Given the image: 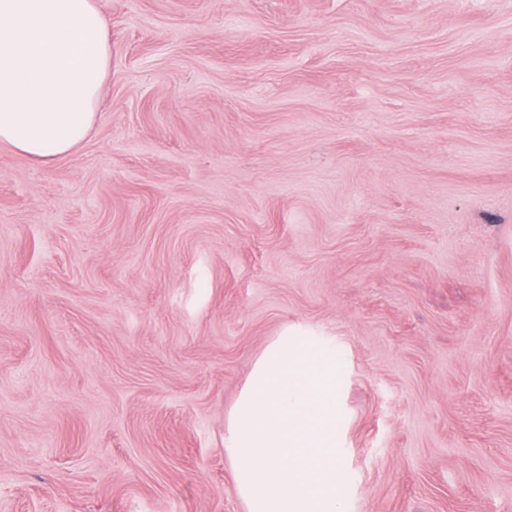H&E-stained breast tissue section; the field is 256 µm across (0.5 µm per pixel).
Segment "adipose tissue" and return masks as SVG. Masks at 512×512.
Returning <instances> with one entry per match:
<instances>
[{
	"label": "adipose tissue",
	"instance_id": "1",
	"mask_svg": "<svg viewBox=\"0 0 512 512\" xmlns=\"http://www.w3.org/2000/svg\"><path fill=\"white\" fill-rule=\"evenodd\" d=\"M111 53L99 0H0V143L39 163L78 148Z\"/></svg>",
	"mask_w": 512,
	"mask_h": 512
}]
</instances>
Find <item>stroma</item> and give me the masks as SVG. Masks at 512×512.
Returning <instances> with one entry per match:
<instances>
[{
  "mask_svg": "<svg viewBox=\"0 0 512 512\" xmlns=\"http://www.w3.org/2000/svg\"><path fill=\"white\" fill-rule=\"evenodd\" d=\"M97 121L0 143V512H247L284 328L336 339L346 512H512V0H100Z\"/></svg>",
  "mask_w": 512,
  "mask_h": 512,
  "instance_id": "1",
  "label": "stroma"
}]
</instances>
